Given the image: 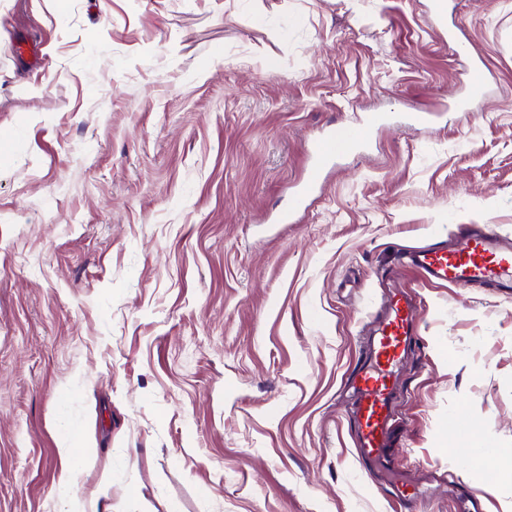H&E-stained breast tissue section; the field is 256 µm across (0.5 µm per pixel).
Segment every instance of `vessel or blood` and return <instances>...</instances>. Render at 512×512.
I'll use <instances>...</instances> for the list:
<instances>
[{
    "label": "vessel or blood",
    "instance_id": "b4317fda",
    "mask_svg": "<svg viewBox=\"0 0 512 512\" xmlns=\"http://www.w3.org/2000/svg\"><path fill=\"white\" fill-rule=\"evenodd\" d=\"M381 120V115L371 112L359 125L336 127L312 141L313 163L294 192L296 207L303 206L319 185L326 166L336 158L358 151ZM402 259L431 282L484 284L504 292L512 291V242L487 229H470L463 248L437 241L409 249ZM417 317L412 298L392 293L375 328L368 333L364 365L353 380L356 390L353 420L357 453L362 461H382L390 453L397 418V373L417 335Z\"/></svg>",
    "mask_w": 512,
    "mask_h": 512
}]
</instances>
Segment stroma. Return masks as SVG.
I'll return each instance as SVG.
<instances>
[{
  "label": "stroma",
  "mask_w": 512,
  "mask_h": 512,
  "mask_svg": "<svg viewBox=\"0 0 512 512\" xmlns=\"http://www.w3.org/2000/svg\"><path fill=\"white\" fill-rule=\"evenodd\" d=\"M429 3L0 0V512H393L401 478L402 512H512V459L458 431L512 450V294L398 261L512 239V0ZM369 112L277 223L309 141ZM389 284L421 312L377 476L348 379ZM76 447L78 449L76 450ZM84 448L78 446V444L71 438L66 439L61 448H59V454L61 459L64 461L62 465L58 481L57 488L60 494L67 497L72 489L78 484L80 478V469L76 465L75 458L82 454Z\"/></svg>",
  "instance_id": "1"
}]
</instances>
